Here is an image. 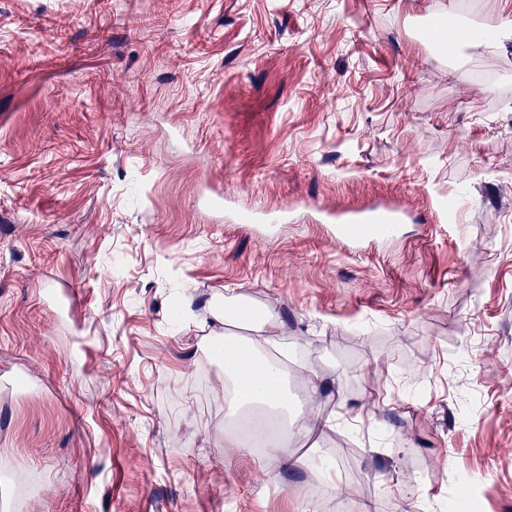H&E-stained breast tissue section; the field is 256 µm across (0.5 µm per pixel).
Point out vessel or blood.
<instances>
[{"label":"vessel or blood","mask_w":512,"mask_h":512,"mask_svg":"<svg viewBox=\"0 0 512 512\" xmlns=\"http://www.w3.org/2000/svg\"><path fill=\"white\" fill-rule=\"evenodd\" d=\"M328 219L334 225L337 240L358 253L367 243L390 238L406 222L407 214L401 205L385 202L370 209L332 212Z\"/></svg>","instance_id":"obj_1"}]
</instances>
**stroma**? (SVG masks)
Here are the masks:
<instances>
[{
	"label": "stroma",
	"mask_w": 512,
	"mask_h": 512,
	"mask_svg": "<svg viewBox=\"0 0 512 512\" xmlns=\"http://www.w3.org/2000/svg\"><path fill=\"white\" fill-rule=\"evenodd\" d=\"M504 7L0 0V508L512 512V47L426 40ZM387 198L362 254L319 216ZM249 308L283 451L224 441Z\"/></svg>",
	"instance_id": "obj_1"
}]
</instances>
